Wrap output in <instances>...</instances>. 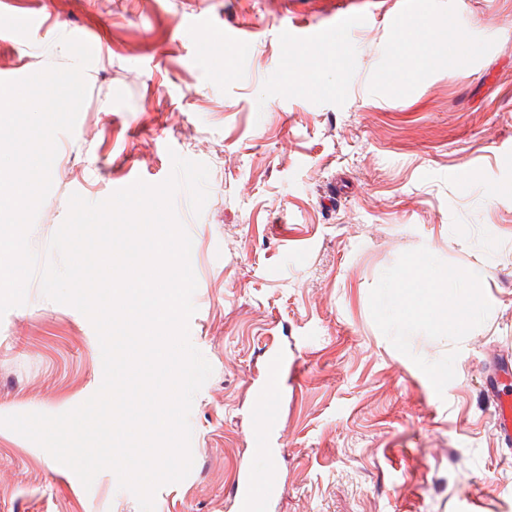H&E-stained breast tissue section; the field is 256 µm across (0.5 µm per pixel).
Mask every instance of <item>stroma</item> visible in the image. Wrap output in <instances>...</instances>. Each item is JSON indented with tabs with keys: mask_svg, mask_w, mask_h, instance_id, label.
<instances>
[{
	"mask_svg": "<svg viewBox=\"0 0 512 512\" xmlns=\"http://www.w3.org/2000/svg\"><path fill=\"white\" fill-rule=\"evenodd\" d=\"M344 0H0V80L68 66L62 36L99 47L52 188L29 233L40 262L77 193L166 180L172 154L210 169L200 216L176 213L197 280L192 345L213 373L189 415L193 467L155 512H236L239 468L271 471L268 512H512V463L487 390L512 374V0H430L456 44L400 47L402 0L369 19L337 69ZM251 28L244 42L213 40ZM290 27L299 38L282 40ZM479 302L466 332L390 317L410 258ZM486 265V278L463 275ZM299 363L275 395L281 432L252 448L250 383L273 349ZM103 380L91 322L39 280L0 318V416L59 414ZM0 512H139L111 471L91 488L0 427Z\"/></svg>",
	"mask_w": 512,
	"mask_h": 512,
	"instance_id": "1",
	"label": "stroma"
}]
</instances>
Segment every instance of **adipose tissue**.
<instances>
[{"instance_id": "1", "label": "adipose tissue", "mask_w": 512, "mask_h": 512, "mask_svg": "<svg viewBox=\"0 0 512 512\" xmlns=\"http://www.w3.org/2000/svg\"><path fill=\"white\" fill-rule=\"evenodd\" d=\"M440 272L426 256L411 260L404 272V286L399 301L392 310V318L411 327L417 324L442 322L444 314H451L456 332H463L478 312L476 299L464 292L436 290L435 281Z\"/></svg>"}]
</instances>
